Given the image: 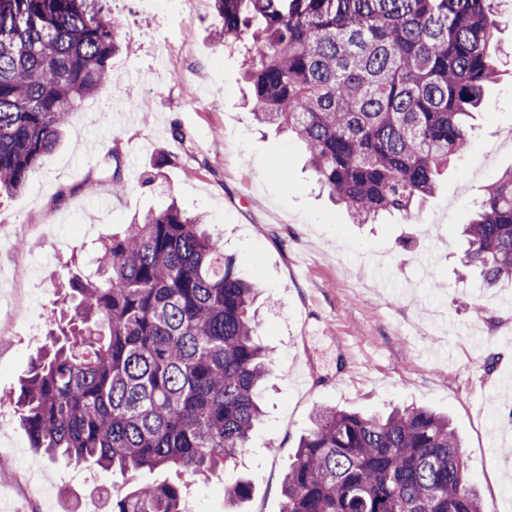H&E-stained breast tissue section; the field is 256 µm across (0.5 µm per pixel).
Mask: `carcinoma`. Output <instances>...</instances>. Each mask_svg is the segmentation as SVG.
Instances as JSON below:
<instances>
[{
  "label": "carcinoma",
  "instance_id": "1",
  "mask_svg": "<svg viewBox=\"0 0 512 512\" xmlns=\"http://www.w3.org/2000/svg\"><path fill=\"white\" fill-rule=\"evenodd\" d=\"M95 0H0V195L23 190L73 112L129 48ZM506 0H214L217 43L245 48L255 119L293 132L322 187L357 224L412 210L469 146L468 118L497 74ZM460 276L512 280V168L465 225ZM68 278L50 347L16 415L31 447L119 473L169 468L224 485L249 447L270 364L249 314L255 286L176 201L95 243ZM282 512H481L448 417L318 410L282 485ZM181 487L112 494L108 512H183Z\"/></svg>",
  "mask_w": 512,
  "mask_h": 512
}]
</instances>
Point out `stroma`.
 Wrapping results in <instances>:
<instances>
[{
	"mask_svg": "<svg viewBox=\"0 0 512 512\" xmlns=\"http://www.w3.org/2000/svg\"><path fill=\"white\" fill-rule=\"evenodd\" d=\"M110 8L130 42L112 59L111 81L73 114L22 193L0 202V309L28 313L23 323L0 321V413L12 412L10 397L48 343L47 315L63 298L73 247L174 199L217 229L259 288L258 337L271 356L264 416L224 469V484L250 480L252 494L232 506L224 484L164 468L102 471L101 488L177 482L198 512H281L283 478L316 407L414 404L450 417L482 512H512V281L486 290L457 276L461 226L512 168V58L498 57L468 149L413 223L354 224L320 190L300 143L255 122L242 56L212 38L219 19L210 0L190 13L138 0ZM176 128L184 143L174 141ZM112 152L126 183L118 195L98 171ZM163 154L167 164L156 167ZM63 187L71 194L61 201ZM0 456L22 457L45 486L85 472L49 461L16 420L0 431Z\"/></svg>",
	"mask_w": 512,
	"mask_h": 512,
	"instance_id": "35a3bbf8",
	"label": "stroma"
}]
</instances>
